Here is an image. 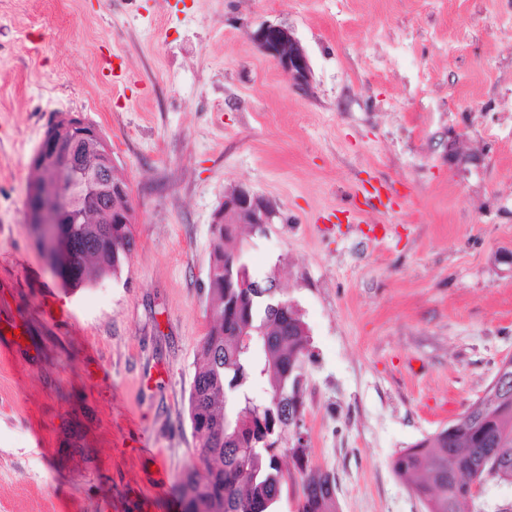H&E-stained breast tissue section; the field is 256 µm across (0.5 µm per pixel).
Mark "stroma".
<instances>
[{"instance_id": "stroma-1", "label": "stroma", "mask_w": 512, "mask_h": 512, "mask_svg": "<svg viewBox=\"0 0 512 512\" xmlns=\"http://www.w3.org/2000/svg\"><path fill=\"white\" fill-rule=\"evenodd\" d=\"M61 112L104 134L136 215L120 274L81 286L25 222ZM238 187L277 211L241 247L308 325L304 431L338 512H425L393 455L512 357V0H0V317L30 331L0 359V512H180L211 222ZM255 38L262 50L279 68L290 74L299 90L309 88L310 69L307 58L288 29L278 25H265Z\"/></svg>"}]
</instances>
